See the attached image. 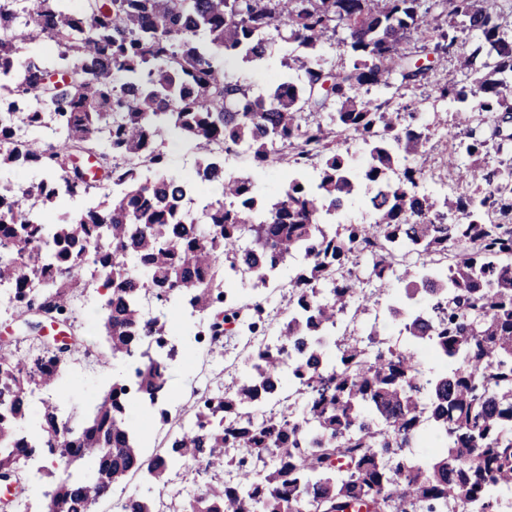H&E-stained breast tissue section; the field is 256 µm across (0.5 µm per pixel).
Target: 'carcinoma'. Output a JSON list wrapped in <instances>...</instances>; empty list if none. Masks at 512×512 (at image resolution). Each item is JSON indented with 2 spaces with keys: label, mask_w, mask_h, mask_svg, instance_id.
I'll list each match as a JSON object with an SVG mask.
<instances>
[{
  "label": "carcinoma",
  "mask_w": 512,
  "mask_h": 512,
  "mask_svg": "<svg viewBox=\"0 0 512 512\" xmlns=\"http://www.w3.org/2000/svg\"><path fill=\"white\" fill-rule=\"evenodd\" d=\"M8 14L0 170L39 177L0 180V282L14 288V310L69 319L86 269L102 270L112 359L135 366L134 388L121 372L89 419L64 425L46 400L32 425L27 393L55 386L82 339L51 345L34 333L24 356L0 351V483L11 490L0 512H17L28 490L26 442L69 457L45 512H91L134 473L165 485L167 472L203 461L232 478L188 499L133 492L120 512H509L512 164H478L489 143L512 147V23L497 0H0ZM42 39L58 52H26ZM279 41L299 50L284 66L301 81L257 94L224 75ZM326 47L349 64L325 69ZM450 57L474 86L450 77L439 98L458 125L477 112L487 131L448 134L460 192L442 199L418 189L429 138L387 94L422 85ZM315 112L325 121L309 120ZM14 127L28 131L20 156ZM169 135L199 154L195 179L173 169ZM342 136L364 145L362 166L340 151ZM218 146L249 156L252 173H226ZM86 150L103 187L78 164ZM461 150L473 165L458 163ZM282 163L310 164L314 178L297 169L270 193L264 179ZM356 202L371 220L337 223ZM47 268L55 277L31 290ZM272 279L288 286V314L268 344L264 300L228 288ZM147 294L170 314L188 304L205 327L187 319L173 333L171 318L144 315ZM377 296L389 319L330 347L341 315ZM390 324L403 347L388 344ZM226 330L247 338L236 388L203 395L194 421L145 458L127 412L172 397L173 342L189 353L206 336L221 354ZM287 386L303 388L301 406L255 408Z\"/></svg>",
  "instance_id": "cac0c4a2"
}]
</instances>
